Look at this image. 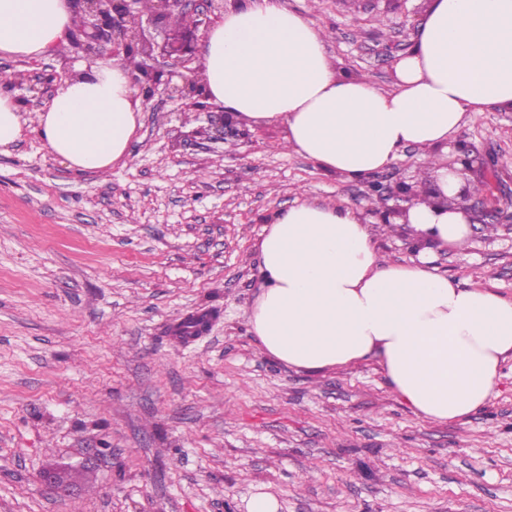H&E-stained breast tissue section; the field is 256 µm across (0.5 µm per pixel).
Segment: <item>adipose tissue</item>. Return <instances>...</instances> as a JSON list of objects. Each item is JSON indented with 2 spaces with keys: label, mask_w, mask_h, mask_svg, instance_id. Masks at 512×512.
I'll list each match as a JSON object with an SVG mask.
<instances>
[{
  "label": "adipose tissue",
  "mask_w": 512,
  "mask_h": 512,
  "mask_svg": "<svg viewBox=\"0 0 512 512\" xmlns=\"http://www.w3.org/2000/svg\"><path fill=\"white\" fill-rule=\"evenodd\" d=\"M74 24L65 0H0V52L61 53ZM327 34L281 0H239L208 31L210 102L247 123L281 122L287 147L323 170L359 180L417 148L418 239L464 247L471 212L447 167L472 113L512 109V0H427L394 87L340 72ZM121 60L62 82L37 124L69 168L104 173L131 156L139 107ZM261 293L251 331L271 358L304 372L378 359L392 391L423 419L460 421L484 405L512 358V297L426 263L382 261L359 212L302 201L260 243Z\"/></svg>",
  "instance_id": "1"
}]
</instances>
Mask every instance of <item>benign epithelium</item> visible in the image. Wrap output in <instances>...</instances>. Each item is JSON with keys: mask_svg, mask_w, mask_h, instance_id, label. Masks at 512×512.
Wrapping results in <instances>:
<instances>
[{"mask_svg": "<svg viewBox=\"0 0 512 512\" xmlns=\"http://www.w3.org/2000/svg\"><path fill=\"white\" fill-rule=\"evenodd\" d=\"M68 3L77 18L74 44L85 56H98L108 48L114 57L138 53L149 60L161 58L169 62L170 67L188 73L184 83L178 85L172 82V77L165 74V71L142 65L131 74V84L143 103L147 104L155 97L164 95L182 101V108L186 110L206 113L209 123L207 135L211 141L247 137L237 126L232 113L212 111L203 92L201 62L192 45L171 42L167 38L158 43L148 39L141 27L131 26L130 21L138 0H68ZM225 10L224 0H154L150 21L154 26L163 28L172 20L190 16L194 27L207 29ZM457 164L460 165L458 173L463 176L475 170V166H483L478 157L472 155L469 146L455 143L448 167L452 169ZM415 197L412 185L401 184L400 191L395 195L399 203L385 208L383 221L406 215ZM459 197L478 223L484 224L488 219L493 222L500 220L497 209L485 205L479 207L472 203V195L467 187L461 188ZM68 470L70 467L66 465L45 469L40 475L41 485L51 495L68 493L73 483L62 477Z\"/></svg>", "mask_w": 512, "mask_h": 512, "instance_id": "7a95c632", "label": "benign epithelium"}]
</instances>
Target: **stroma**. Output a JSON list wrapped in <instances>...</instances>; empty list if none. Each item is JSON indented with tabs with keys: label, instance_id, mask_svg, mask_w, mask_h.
Listing matches in <instances>:
<instances>
[{
	"label": "stroma",
	"instance_id": "1",
	"mask_svg": "<svg viewBox=\"0 0 512 512\" xmlns=\"http://www.w3.org/2000/svg\"><path fill=\"white\" fill-rule=\"evenodd\" d=\"M328 34L349 75L393 87L427 0H283ZM81 59L9 58L26 120L0 153V512H512V359L465 420L434 423L399 400L377 360L318 374L266 356L250 331L258 243L307 199L367 213L392 263L428 255L439 273L488 279L512 297V223L473 224L463 249L417 241L347 181L285 146L283 123L249 138L202 137L205 113L155 97L127 164L77 173L50 153L30 88ZM493 164L481 200L512 212V110L473 113L458 135ZM212 315L185 339L182 319ZM97 468L66 498L45 495L51 464Z\"/></svg>",
	"mask_w": 512,
	"mask_h": 512
}]
</instances>
